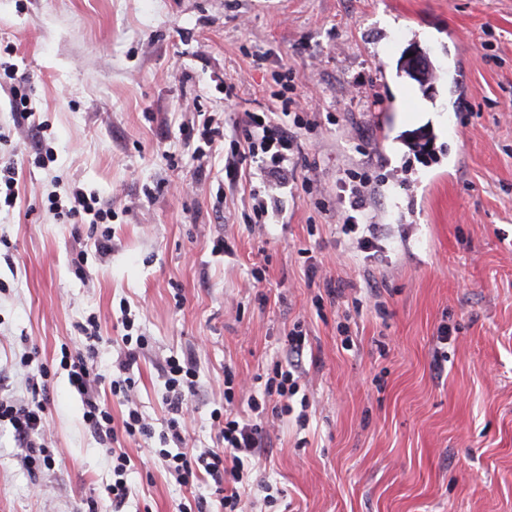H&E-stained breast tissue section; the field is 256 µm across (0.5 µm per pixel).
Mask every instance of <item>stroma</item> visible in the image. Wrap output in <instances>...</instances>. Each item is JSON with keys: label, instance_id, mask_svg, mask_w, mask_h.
Returning a JSON list of instances; mask_svg holds the SVG:
<instances>
[{"label": "stroma", "instance_id": "stroma-1", "mask_svg": "<svg viewBox=\"0 0 512 512\" xmlns=\"http://www.w3.org/2000/svg\"><path fill=\"white\" fill-rule=\"evenodd\" d=\"M414 50L434 78L405 72ZM0 61L25 73L33 111L15 125L0 72V155L40 123L55 155L45 168L18 162L16 204L0 207L4 393L30 399L28 345L54 373V462L29 472L1 425L0 512H87L105 499L111 458L84 424L61 348L80 347L78 322L97 316L99 395L121 419L129 406L107 379L124 301L149 338L132 404L164 429L160 366L193 354L186 437L198 448L213 444L225 366L241 397L258 394L256 375L304 326L308 424L271 423L249 477L253 497L265 484L284 490L275 512H512V0H0ZM284 65L318 124L298 132L306 163L280 222L251 228L255 168L229 180L223 144L200 157L180 130L203 114L277 111ZM239 78L238 99L225 101ZM426 100L447 110V131L404 123ZM353 170L371 174L367 213L386 235L372 260L300 185L312 178L332 199ZM61 180L111 204L107 255L49 211ZM220 238L232 254L213 253ZM311 262L344 290L320 310ZM128 481L126 512H175L193 495L152 464Z\"/></svg>", "mask_w": 512, "mask_h": 512}]
</instances>
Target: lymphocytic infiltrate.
<instances>
[{
	"label": "lymphocytic infiltrate",
	"mask_w": 512,
	"mask_h": 512,
	"mask_svg": "<svg viewBox=\"0 0 512 512\" xmlns=\"http://www.w3.org/2000/svg\"><path fill=\"white\" fill-rule=\"evenodd\" d=\"M285 90L281 96V117L271 113L245 112L233 121L231 134L223 130L203 126L199 130L200 140L213 145L220 138H228L229 159L225 165L228 176H236L239 165L251 161L257 163L262 176V189L252 190L251 211L247 223L266 224L277 211L276 193L287 189L295 181L294 171L299 159L297 132L315 127L316 121L310 113L299 111V100L295 94L291 71L279 74ZM349 193L350 212L346 214L342 228L347 233H359L361 251L375 249L381 235L379 225L360 227L357 215L367 208L368 189L372 184L369 174H356ZM51 204L63 218L76 224L87 225L95 235L94 243L99 252L111 247V234L105 225L112 219L111 208L105 207L96 195L86 193L76 183L61 182L51 199ZM121 325L124 330L123 352L115 362L117 373L110 381L113 396L129 402L136 381L132 370L141 350L149 340L135 333V319L123 313ZM78 329L85 338L82 351L63 352L61 366L67 370L71 386L78 392L84 406L83 419L91 433L98 436L112 458V481L106 487L111 502V512H123L131 495L128 475L132 471V457L125 444L129 441L150 442L159 439L160 445L151 449L156 462L176 481L184 486L208 482L209 495H197L193 504H178L177 512H205L208 497H216L222 512H244L246 503L238 489L245 483L248 472L245 463L261 457L266 446L265 422L269 418L284 419L296 416L299 423H306V413H295L293 398L301 389L303 375V353L306 333L302 326H294L285 340V356L273 362L257 382L262 383L261 397L247 400L248 415L235 411L236 375L232 368L224 370V407L211 414L216 444L202 450L188 447L185 434V414L196 394L197 369L192 355L178 358L168 357L163 366L166 377L164 403L169 414L166 427L155 431L153 425L137 407L131 406L121 421H114L112 412L102 404L97 387L102 378L94 373L91 363L98 354L102 338L95 316L86 317ZM23 364L30 370L29 382L32 400L17 404L0 398V423H9L20 447L26 450V465L29 471L49 466L53 453L44 436L45 411L48 401L52 373L46 363L37 359L35 352H28Z\"/></svg>",
	"instance_id": "f902f5d3"
}]
</instances>
